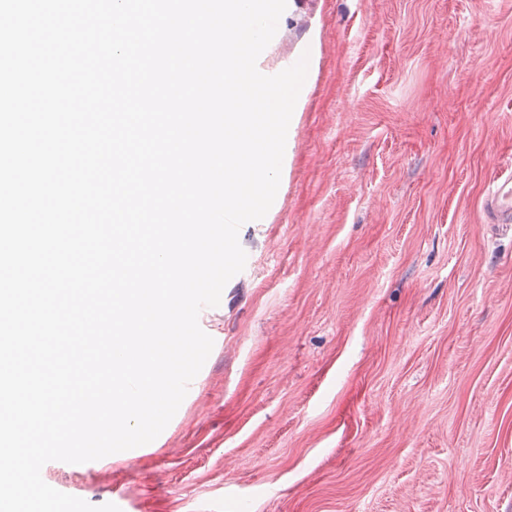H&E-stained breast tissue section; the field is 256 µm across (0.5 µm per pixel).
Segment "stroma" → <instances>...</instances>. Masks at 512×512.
I'll return each instance as SVG.
<instances>
[{
    "mask_svg": "<svg viewBox=\"0 0 512 512\" xmlns=\"http://www.w3.org/2000/svg\"><path fill=\"white\" fill-rule=\"evenodd\" d=\"M318 56L176 414L43 480L121 512H512V0H294ZM486 214L494 224L512 223V176L497 177L485 198Z\"/></svg>",
    "mask_w": 512,
    "mask_h": 512,
    "instance_id": "1",
    "label": "stroma"
}]
</instances>
